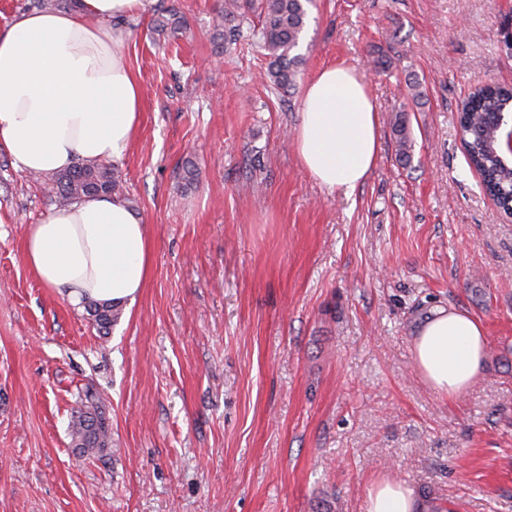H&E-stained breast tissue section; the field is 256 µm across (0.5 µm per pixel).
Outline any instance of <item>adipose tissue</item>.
I'll return each instance as SVG.
<instances>
[{
	"instance_id": "1",
	"label": "adipose tissue",
	"mask_w": 512,
	"mask_h": 512,
	"mask_svg": "<svg viewBox=\"0 0 512 512\" xmlns=\"http://www.w3.org/2000/svg\"><path fill=\"white\" fill-rule=\"evenodd\" d=\"M145 0H76L63 11L24 13L0 28V144L14 166L51 175L86 159L116 162L137 135L139 82L121 59L126 41L112 19ZM300 166L320 187L352 193L380 150L376 103L362 74L328 65L303 90L295 130ZM25 261L46 287L74 302L132 305L151 271L145 224L125 200L82 196L53 209L25 235ZM418 373L438 395L461 397L484 374L485 330L455 308H435L415 329ZM365 512H425L411 486L382 477Z\"/></svg>"
}]
</instances>
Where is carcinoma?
<instances>
[{
  "label": "carcinoma",
  "mask_w": 512,
  "mask_h": 512,
  "mask_svg": "<svg viewBox=\"0 0 512 512\" xmlns=\"http://www.w3.org/2000/svg\"><path fill=\"white\" fill-rule=\"evenodd\" d=\"M313 0H264L261 35L270 62L265 73L271 86L288 92L304 64L298 48L307 24L308 6ZM512 112V87L484 84L463 101L457 116L460 141L468 164L482 178L483 188L503 211H512V161L500 160L491 149L497 129L508 125ZM396 155L404 163L411 161L412 142L404 111L396 113L393 125ZM54 202L62 206L84 195L126 198L119 172L96 160H85L70 169L47 178ZM97 332L107 336L122 315L116 304L84 302ZM71 437L79 456L91 451L104 452L111 444V428L103 399L86 392L82 409L72 420Z\"/></svg>",
  "instance_id": "cac0c4a2"
}]
</instances>
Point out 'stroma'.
<instances>
[{
	"instance_id": "35a3bbf8",
	"label": "stroma",
	"mask_w": 512,
	"mask_h": 512,
	"mask_svg": "<svg viewBox=\"0 0 512 512\" xmlns=\"http://www.w3.org/2000/svg\"><path fill=\"white\" fill-rule=\"evenodd\" d=\"M162 6L182 33L156 31ZM223 9L147 0L122 23L142 119L117 168L152 267L108 338L29 270L25 231L55 203L0 146V512H364L382 476L427 512H512V218L456 123L476 85L512 83V0H315L288 93L262 77L257 12L214 39ZM330 64L364 75L380 117L349 196L295 151L301 87ZM437 306L487 336V369L455 400L412 356ZM89 390L112 448L80 458L70 424ZM392 129L394 138L396 140V155L398 156V160L400 162H410L411 161V151H412V142L410 138V133L408 131L407 126V112L405 109L397 111Z\"/></svg>"
}]
</instances>
